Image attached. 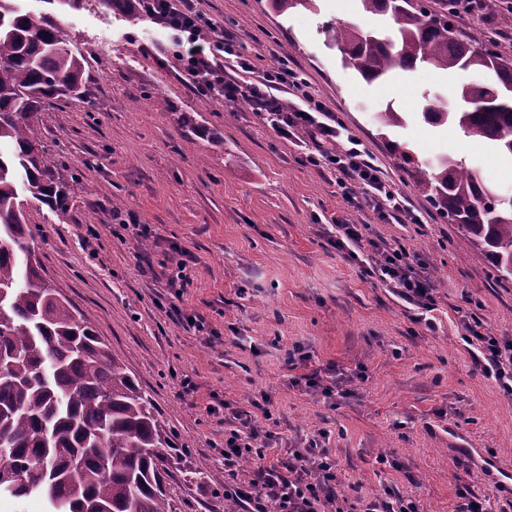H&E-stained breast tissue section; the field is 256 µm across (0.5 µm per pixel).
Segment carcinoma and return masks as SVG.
<instances>
[{
	"label": "carcinoma",
	"instance_id": "carcinoma-1",
	"mask_svg": "<svg viewBox=\"0 0 512 512\" xmlns=\"http://www.w3.org/2000/svg\"><path fill=\"white\" fill-rule=\"evenodd\" d=\"M0 0V495L41 494L48 512H177L165 489L170 439L128 367L43 277L27 197L54 211L83 188L53 173L35 134L42 112L79 97L84 58L50 14ZM389 14L394 35L338 22L328 40L374 82L397 70H470L483 84L455 91L466 108L429 104L423 119L452 122L512 160V54L460 34L454 15L426 0H359ZM379 128L403 123L389 106ZM414 184L467 235L504 279L512 278V198L499 196L463 161L413 164ZM29 196H24V193Z\"/></svg>",
	"mask_w": 512,
	"mask_h": 512
}]
</instances>
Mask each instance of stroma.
<instances>
[{
	"label": "stroma",
	"instance_id": "35a3bbf8",
	"mask_svg": "<svg viewBox=\"0 0 512 512\" xmlns=\"http://www.w3.org/2000/svg\"><path fill=\"white\" fill-rule=\"evenodd\" d=\"M23 6L55 14L87 61L82 96L43 112L36 130L53 171L90 186L62 213L32 202L44 276L151 398L172 445L166 490L177 512H224L225 485L250 479L249 462L220 485L201 474L224 469L226 425L208 408L244 409L264 395L278 435L268 461L325 431L346 512H365L389 490L420 512H457L463 482L492 512H512V484L497 471L457 465L464 449L479 448L512 466V396L476 368L461 323L472 314L512 340V279L499 277L393 152L398 142L423 164L465 161L512 197L511 161L453 123L422 117L428 103L451 101L479 75L428 68L364 81L322 31L337 21L392 29L390 17L364 15L358 0H313L285 15L269 0H198L216 26L240 36L257 67L288 57L424 216L386 224L349 207L334 172L306 165L253 112L193 89L168 30L100 0ZM456 25L477 43L496 36L511 47L512 0L490 19L461 15ZM389 106L405 122L383 133L375 117ZM336 217L417 254L436 287L434 328L336 250ZM182 261L190 281L177 291L169 277ZM176 308L201 316L206 331L175 322ZM297 346L310 359L293 370L288 351ZM316 369L340 395L300 383ZM186 376L194 392L183 391Z\"/></svg>",
	"mask_w": 512,
	"mask_h": 512
}]
</instances>
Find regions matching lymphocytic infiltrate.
Listing matches in <instances>:
<instances>
[{"mask_svg": "<svg viewBox=\"0 0 512 512\" xmlns=\"http://www.w3.org/2000/svg\"><path fill=\"white\" fill-rule=\"evenodd\" d=\"M139 9L171 32L174 54L182 72L196 89L224 103H244L281 137L305 152L307 164L336 175L343 199L354 209H371L384 223L419 224L423 215L408 198L389 183L371 151L346 124L311 92L309 82L280 57L276 67L255 70L239 50L235 36L218 29L197 8L196 0H137ZM244 79L234 78V71ZM338 250H368L366 276L392 284L406 301L427 312L434 311L435 286L424 275L416 254L391 248L364 236L361 225L336 223ZM463 327L478 353L473 361L512 395V340L491 336L479 318L464 320ZM239 427L224 434V468L232 470L246 456L262 459L277 437L271 430L232 412ZM225 496L243 512H337L336 463L322 444L321 434L308 438L304 447L289 450L287 459L257 467L252 478L226 486Z\"/></svg>", "mask_w": 512, "mask_h": 512, "instance_id": "lymphocytic-infiltrate-1", "label": "lymphocytic infiltrate"}]
</instances>
